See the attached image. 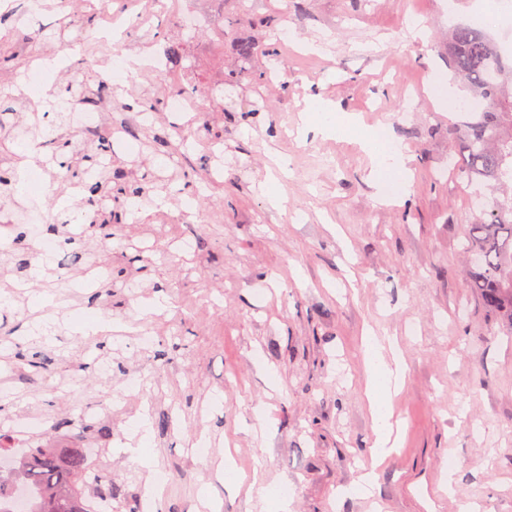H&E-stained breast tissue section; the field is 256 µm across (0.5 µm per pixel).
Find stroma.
<instances>
[{
	"label": "stroma",
	"mask_w": 512,
	"mask_h": 512,
	"mask_svg": "<svg viewBox=\"0 0 512 512\" xmlns=\"http://www.w3.org/2000/svg\"><path fill=\"white\" fill-rule=\"evenodd\" d=\"M44 2L35 19L25 0L0 11V94L14 108L0 126V432L38 416L34 447L69 420L63 435H81L92 470L112 480V512H139L154 471L169 479L153 512H275L282 493L288 512H424L426 498L433 512H512V329L466 286L473 196L494 193L449 167L459 145L430 92L452 79L449 30L486 0H141L154 18L127 30L126 60L172 40L184 57L165 75L143 65L119 77L99 0ZM73 12L87 32L62 29ZM239 41L267 53L243 60ZM61 56L65 70L26 94L32 60ZM80 84L103 92L86 155H112L122 184L154 188L145 206L129 199L107 240L72 217L111 210V185L94 206L72 194L84 161L62 171V149L41 134L71 131L69 113L45 106ZM161 86L195 88L205 112H166ZM311 97L356 126L297 135ZM146 109L150 121L132 123ZM380 129L411 158L393 205L376 203L364 147ZM279 155L275 207L261 185ZM34 165L53 182L41 205L67 243L46 265L7 224ZM92 265L106 277L72 287ZM108 319L113 332L99 331ZM372 335L405 365L397 443L379 464L363 393ZM37 351L45 369L31 381ZM222 464L237 484L217 480ZM256 473L268 496L252 489ZM367 473L364 497L354 488Z\"/></svg>",
	"instance_id": "1"
}]
</instances>
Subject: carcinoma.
I'll return each mask as SVG.
<instances>
[{
    "label": "carcinoma",
    "mask_w": 512,
    "mask_h": 512,
    "mask_svg": "<svg viewBox=\"0 0 512 512\" xmlns=\"http://www.w3.org/2000/svg\"><path fill=\"white\" fill-rule=\"evenodd\" d=\"M448 69L481 101L469 120L450 123L462 144L457 166L470 183L512 184V57L483 29L461 24L448 34ZM466 247L473 255L467 287L512 328V196L481 208ZM6 456L11 463L0 468V512H14L21 488L28 494L24 512H98L99 502L112 501V482L90 476L86 449L75 441L17 453L0 435V458Z\"/></svg>",
    "instance_id": "1"
}]
</instances>
